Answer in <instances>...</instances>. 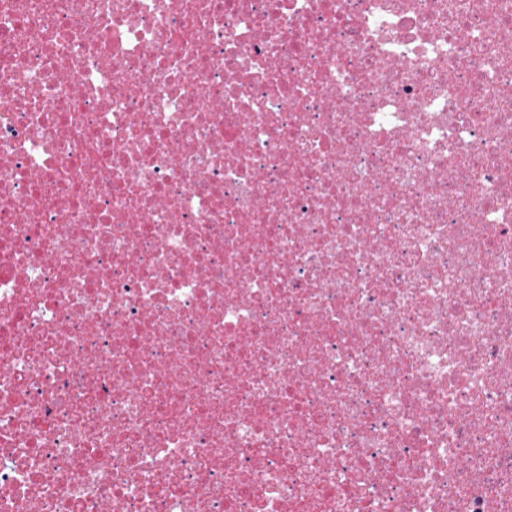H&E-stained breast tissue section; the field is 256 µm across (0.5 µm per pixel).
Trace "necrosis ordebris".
I'll use <instances>...</instances> for the list:
<instances>
[{
  "label": "necrosis or debris",
  "instance_id": "obj_1",
  "mask_svg": "<svg viewBox=\"0 0 512 512\" xmlns=\"http://www.w3.org/2000/svg\"><path fill=\"white\" fill-rule=\"evenodd\" d=\"M512 0H0V512H512Z\"/></svg>",
  "mask_w": 512,
  "mask_h": 512
}]
</instances>
